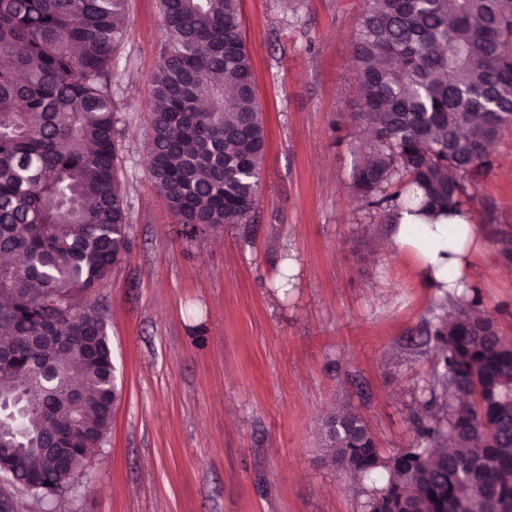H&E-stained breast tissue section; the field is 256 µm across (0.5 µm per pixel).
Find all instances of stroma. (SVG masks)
<instances>
[{
	"label": "stroma",
	"instance_id": "obj_1",
	"mask_svg": "<svg viewBox=\"0 0 512 512\" xmlns=\"http://www.w3.org/2000/svg\"><path fill=\"white\" fill-rule=\"evenodd\" d=\"M366 0H240L267 128L246 224L187 238L148 176L147 80L161 53L158 0H127L112 64L130 244L91 302L106 309L122 390L67 512H363L354 483L320 465V431L348 408L379 447L413 439L431 365L419 288L390 225L351 191L354 43ZM469 210L484 239L473 283L512 338V128ZM297 264L290 295L272 285Z\"/></svg>",
	"mask_w": 512,
	"mask_h": 512
}]
</instances>
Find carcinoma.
Wrapping results in <instances>:
<instances>
[{"mask_svg": "<svg viewBox=\"0 0 512 512\" xmlns=\"http://www.w3.org/2000/svg\"><path fill=\"white\" fill-rule=\"evenodd\" d=\"M159 4L151 179L190 238L246 224L267 131L239 0ZM125 14L126 0H0V254L23 257L0 264V407L21 415L0 417V452L49 504L120 394L104 312L83 299L130 243L112 98ZM354 66L365 208L457 213L512 127V0H367ZM480 304L467 288L426 323L434 369L409 446L383 451L352 411L324 421L320 461L362 485L364 512H512V340Z\"/></svg>", "mask_w": 512, "mask_h": 512, "instance_id": "cac0c4a2", "label": "carcinoma"}]
</instances>
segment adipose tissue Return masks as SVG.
Here are the masks:
<instances>
[{
    "label": "adipose tissue",
    "instance_id": "ef3b65f1",
    "mask_svg": "<svg viewBox=\"0 0 512 512\" xmlns=\"http://www.w3.org/2000/svg\"><path fill=\"white\" fill-rule=\"evenodd\" d=\"M392 243L408 259L417 285L444 296L471 285L481 231L466 209L434 222L404 212Z\"/></svg>",
    "mask_w": 512,
    "mask_h": 512
}]
</instances>
